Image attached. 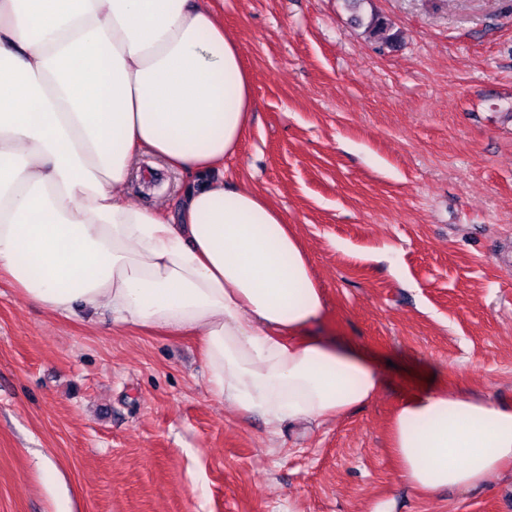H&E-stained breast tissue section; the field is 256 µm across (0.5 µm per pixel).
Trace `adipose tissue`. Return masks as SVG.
<instances>
[{"label":"adipose tissue","mask_w":512,"mask_h":512,"mask_svg":"<svg viewBox=\"0 0 512 512\" xmlns=\"http://www.w3.org/2000/svg\"><path fill=\"white\" fill-rule=\"evenodd\" d=\"M254 105L206 0H0V276L50 315L200 336L213 394L270 426L319 425L383 379L308 329L310 262L260 193L224 180ZM180 172L175 214L134 198L141 153ZM424 386L397 406L404 481L475 489L512 464V409Z\"/></svg>","instance_id":"adipose-tissue-1"}]
</instances>
